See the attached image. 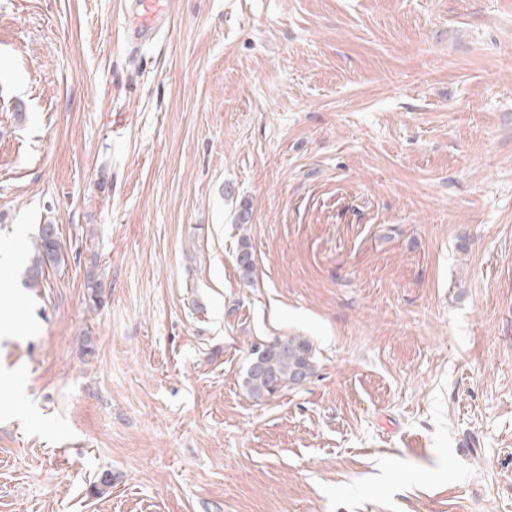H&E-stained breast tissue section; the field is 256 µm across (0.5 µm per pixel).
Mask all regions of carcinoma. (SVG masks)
I'll return each mask as SVG.
<instances>
[{"mask_svg":"<svg viewBox=\"0 0 512 512\" xmlns=\"http://www.w3.org/2000/svg\"><path fill=\"white\" fill-rule=\"evenodd\" d=\"M64 260L65 252L59 236L50 235L48 225H42L32 241L26 270L28 287H41L44 269L59 265ZM235 262L242 276L250 278L254 261L251 245L245 237L240 241ZM314 374L315 364L310 343L306 338L276 337L251 350V360L245 371L243 384L253 398H273L287 387L308 381Z\"/></svg>","mask_w":512,"mask_h":512,"instance_id":"1","label":"carcinoma"}]
</instances>
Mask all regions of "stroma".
I'll return each mask as SVG.
<instances>
[{"instance_id":"stroma-1","label":"stroma","mask_w":512,"mask_h":512,"mask_svg":"<svg viewBox=\"0 0 512 512\" xmlns=\"http://www.w3.org/2000/svg\"><path fill=\"white\" fill-rule=\"evenodd\" d=\"M168 10L0 0V512H512V0ZM165 0H131L128 10L127 37L132 47L154 39L168 20ZM49 225L53 224H43L32 241L26 270L28 288L41 287L44 269L47 266L60 265L62 261H65L64 248L59 240L56 226L53 225L55 235L51 237L47 231ZM254 347L243 378L252 398H273L286 387L302 384L315 374L311 346L304 337H276Z\"/></svg>"}]
</instances>
